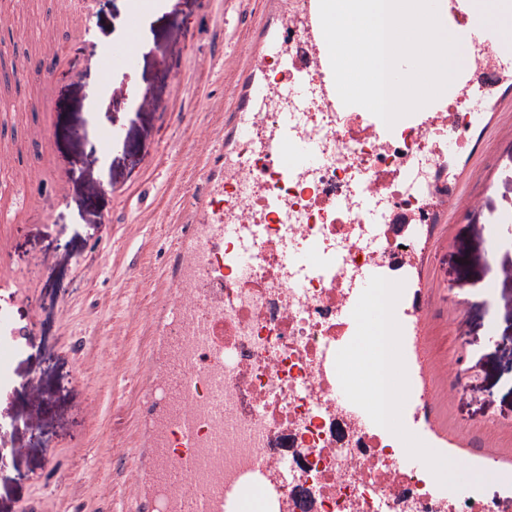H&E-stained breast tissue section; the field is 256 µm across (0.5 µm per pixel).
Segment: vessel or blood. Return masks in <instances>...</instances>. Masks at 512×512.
<instances>
[{"instance_id": "b4317fda", "label": "vessel or blood", "mask_w": 512, "mask_h": 512, "mask_svg": "<svg viewBox=\"0 0 512 512\" xmlns=\"http://www.w3.org/2000/svg\"><path fill=\"white\" fill-rule=\"evenodd\" d=\"M258 9L234 49L202 63V70L224 71V99L231 109L219 121L171 113V121L188 129L179 144L158 151V171L167 182L163 223L172 225L166 249L167 286L151 306L142 307L149 285L141 272L128 268L129 312L147 337L146 350L128 381L140 402L137 439L129 448H108L102 463L121 462L124 478L120 512H243L255 499L261 512H285L283 487L266 472L244 465L231 472L224 459L232 448L224 443V274L236 282L251 280L262 254L255 230L267 214H275L284 235L276 255L274 285L288 287L302 274L330 275L331 257L296 230L298 206L282 185L307 183L351 144L368 138L386 145L404 132L427 141V153L438 179H419L418 155L396 172L358 163L351 186L327 190L324 203L361 225L367 246L382 251L384 225L402 224L415 245L412 260L396 265L378 262L353 281L339 316L356 334L370 315V302L388 279L400 290L390 314L408 347L403 373L414 390L403 404V422L416 443L438 449L447 437L430 415L425 390L420 336L428 324V295L422 255L429 229L438 216L479 206L477 197L448 184V157L481 151L491 101L512 94V52L501 50L499 32L483 25L471 0H436L441 26L457 31L473 48L471 64L459 70L450 94L386 125L365 108L344 105L337 93L323 36L319 0H255ZM57 57L24 63L29 73L40 68L42 95L15 102L18 111L50 113V93ZM276 66L282 79L272 80ZM117 94L147 112L160 104L147 91L117 87ZM52 171L30 175L0 222L14 224L65 200L63 190L42 197L39 186ZM398 180L420 200L418 211L389 206L385 188ZM330 393L337 406L353 409L364 429L379 433L385 426L377 414L357 402L341 379ZM396 463L427 473V458L414 445L398 442Z\"/></svg>"}]
</instances>
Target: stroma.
I'll return each instance as SVG.
<instances>
[{"label": "stroma", "mask_w": 512, "mask_h": 512, "mask_svg": "<svg viewBox=\"0 0 512 512\" xmlns=\"http://www.w3.org/2000/svg\"><path fill=\"white\" fill-rule=\"evenodd\" d=\"M95 35L74 33L67 21L70 0H0V39L11 47L6 62H21L60 50L58 77L53 81L55 110L0 112V144L18 143L16 172L0 178V195L12 198L20 176L53 164L68 185V197L46 216L21 224H1L9 241L4 259L15 277L12 288L0 289V316L11 324L12 337L24 345L14 360L12 380L0 387V512H109L102 489L122 480L120 466L98 469L100 433L120 441L130 432L118 424L123 384L105 370L88 367L86 338L115 346L119 359L134 368L140 344L126 333L128 318L125 270L138 264L155 274L164 265L163 226L145 224L142 240L127 239L124 223L130 201L149 191L161 200L164 188L130 181L134 168L151 170L164 141L177 139L178 127L167 110L192 116L207 111L224 88L222 71L198 72L200 60L223 51L235 37L223 24L224 0H155L142 21L138 61L133 70L115 68L114 85L134 82L163 106L143 112L110 95L98 82L103 49L122 42L127 21L126 0H88ZM56 17L42 37L26 27L27 12ZM185 72L172 85L170 71ZM50 124V154L34 150L36 132ZM118 129L125 137L110 158L99 153L98 133ZM496 186L485 192L488 175ZM105 184L91 194L92 184ZM466 189L483 193L481 207L433 227L435 250L430 281L434 305L427 338L433 362L459 365L460 382L433 411L449 438L460 441L467 455L495 450L512 458V236L490 239L489 220L512 209V100L500 105L497 127L483 152L472 162ZM112 245L118 258L103 265L99 248ZM72 318L56 319L60 305ZM37 375L44 409L37 428H30V375ZM97 416H90V406ZM28 445L15 454V445ZM56 458L84 472L85 479L55 495L45 479L44 462Z\"/></svg>", "instance_id": "obj_1"}]
</instances>
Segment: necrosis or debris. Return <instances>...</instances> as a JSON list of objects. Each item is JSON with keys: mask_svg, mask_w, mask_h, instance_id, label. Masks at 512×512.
<instances>
[{"mask_svg": "<svg viewBox=\"0 0 512 512\" xmlns=\"http://www.w3.org/2000/svg\"><path fill=\"white\" fill-rule=\"evenodd\" d=\"M314 185L290 187L303 209L300 232L346 253L331 279H304L296 288L228 291L224 315V439L261 463H288L286 491L299 512H512L495 498L446 507L424 478L398 469L387 437L360 428L333 405L322 353L343 335L337 311L343 285L378 257L401 258L406 244L388 235L384 255L353 236L351 225L326 223L306 209Z\"/></svg>", "mask_w": 512, "mask_h": 512, "instance_id": "1", "label": "necrosis or debris"}]
</instances>
